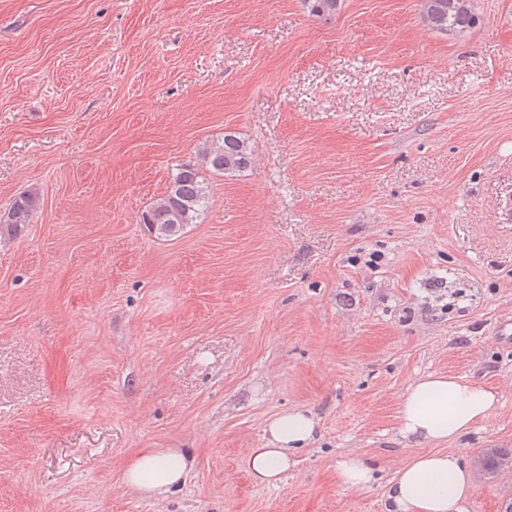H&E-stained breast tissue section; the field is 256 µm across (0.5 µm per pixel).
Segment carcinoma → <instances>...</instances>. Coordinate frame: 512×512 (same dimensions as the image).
<instances>
[{
	"mask_svg": "<svg viewBox=\"0 0 512 512\" xmlns=\"http://www.w3.org/2000/svg\"><path fill=\"white\" fill-rule=\"evenodd\" d=\"M309 12L319 18L336 14L340 0H305ZM422 15L427 25L436 31L462 35L475 21L474 0H422ZM254 155L253 145L234 132H226L215 143L202 150L203 165L212 173L233 177L247 170ZM209 204V187L198 166L183 163L172 173L165 192L147 210L140 223L160 239L180 235L185 228L199 224ZM36 200L26 194L15 198L0 211V238H17L30 223ZM512 461V448H497L480 462L486 474Z\"/></svg>",
	"mask_w": 512,
	"mask_h": 512,
	"instance_id": "1",
	"label": "carcinoma"
}]
</instances>
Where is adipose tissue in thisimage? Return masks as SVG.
Here are the masks:
<instances>
[{
    "instance_id": "1",
    "label": "adipose tissue",
    "mask_w": 512,
    "mask_h": 512,
    "mask_svg": "<svg viewBox=\"0 0 512 512\" xmlns=\"http://www.w3.org/2000/svg\"><path fill=\"white\" fill-rule=\"evenodd\" d=\"M497 393L455 375L429 374L403 395L399 409L401 436L420 442L457 439L496 414ZM314 420L301 410L271 419L268 445L251 449L248 469L257 481L274 483L294 465L296 449L308 444ZM193 466L185 452L142 448L123 470V481L137 490L162 494L184 482ZM472 475L459 455L433 451L416 455L396 469L386 491L387 512H468Z\"/></svg>"
}]
</instances>
